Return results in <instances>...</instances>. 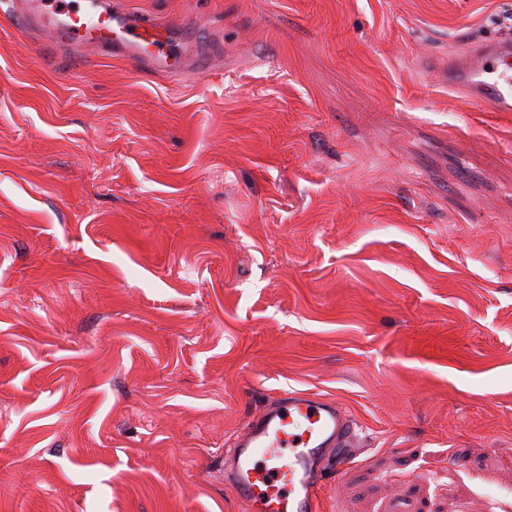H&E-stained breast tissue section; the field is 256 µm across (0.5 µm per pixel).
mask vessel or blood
<instances>
[{
  "mask_svg": "<svg viewBox=\"0 0 512 512\" xmlns=\"http://www.w3.org/2000/svg\"><path fill=\"white\" fill-rule=\"evenodd\" d=\"M22 17L61 43L112 53L142 71L178 76L198 66L177 47L175 23L112 0H23ZM436 76L475 108L512 112V36L470 41ZM357 441L358 423L340 403L285 390L237 436L224 483L247 512H320L324 474L348 463Z\"/></svg>",
  "mask_w": 512,
  "mask_h": 512,
  "instance_id": "1",
  "label": "vessel or blood"
}]
</instances>
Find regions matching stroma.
I'll use <instances>...</instances> for the list:
<instances>
[{"instance_id": "stroma-1", "label": "stroma", "mask_w": 512, "mask_h": 512, "mask_svg": "<svg viewBox=\"0 0 512 512\" xmlns=\"http://www.w3.org/2000/svg\"><path fill=\"white\" fill-rule=\"evenodd\" d=\"M172 78L0 0V512H246L282 390L364 448L323 512H512V113L425 59L512 0H126Z\"/></svg>"}]
</instances>
